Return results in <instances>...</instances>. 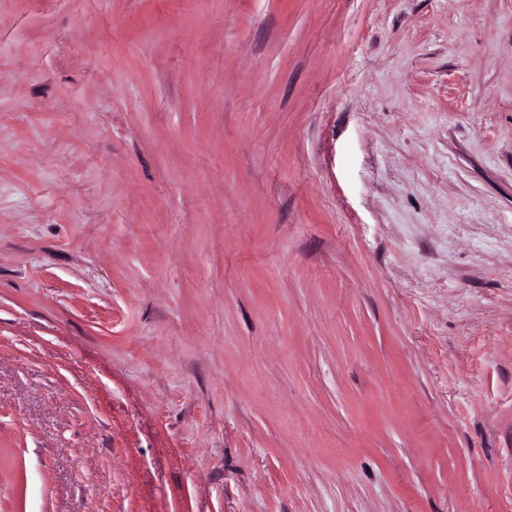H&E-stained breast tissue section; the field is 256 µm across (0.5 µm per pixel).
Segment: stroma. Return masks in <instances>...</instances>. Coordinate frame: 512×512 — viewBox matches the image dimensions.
<instances>
[{"label":"stroma","instance_id":"35a3bbf8","mask_svg":"<svg viewBox=\"0 0 512 512\" xmlns=\"http://www.w3.org/2000/svg\"><path fill=\"white\" fill-rule=\"evenodd\" d=\"M0 512H512V0H0Z\"/></svg>","mask_w":512,"mask_h":512}]
</instances>
